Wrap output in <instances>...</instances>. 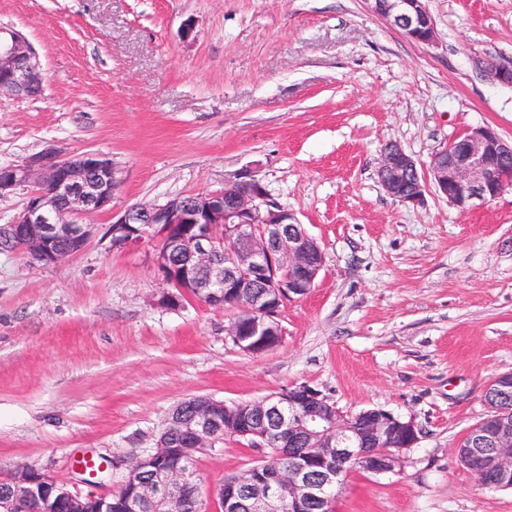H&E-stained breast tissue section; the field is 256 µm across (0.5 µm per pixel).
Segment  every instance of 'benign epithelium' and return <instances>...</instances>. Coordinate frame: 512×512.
<instances>
[{
    "label": "benign epithelium",
    "mask_w": 512,
    "mask_h": 512,
    "mask_svg": "<svg viewBox=\"0 0 512 512\" xmlns=\"http://www.w3.org/2000/svg\"><path fill=\"white\" fill-rule=\"evenodd\" d=\"M374 15L408 39L431 44L436 28L426 0H365ZM493 83L512 87V62L482 65ZM44 76L35 49L18 30L0 29V94L39 97ZM384 192L418 206L426 189L462 212L495 201L512 188V140L489 126L465 130L418 164L397 142L387 143L377 167ZM25 187L23 209L0 225V241L46 264H60L86 246L94 225L83 218L112 213L115 246L159 241L155 265L177 290L160 304L177 306L182 296L215 307L228 299L242 313L225 329L241 352L258 355L283 336L281 307L315 287L324 256L295 212L271 199L259 171L245 168L224 182V190L181 195L163 203L112 211V159L97 151L66 155L49 146L17 163L0 166V197ZM485 416L455 444L459 463L484 487L512 489V372L493 377L483 392ZM421 431L411 418L381 409L355 414L340 410L306 384L259 400L226 404L194 397L169 413L154 448L121 464L132 483L122 512H329L333 497L352 470L393 473L400 453L415 447ZM232 435L256 448H273L231 484L202 496L197 454ZM302 446V459L285 468L281 457ZM175 458L182 465L170 467ZM0 512H112V496L85 493L27 465L0 482Z\"/></svg>",
    "instance_id": "obj_1"
}]
</instances>
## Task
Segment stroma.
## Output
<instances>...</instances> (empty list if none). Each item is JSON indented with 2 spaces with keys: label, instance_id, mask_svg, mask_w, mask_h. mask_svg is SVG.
Segmentation results:
<instances>
[{
  "label": "stroma",
  "instance_id": "stroma-1",
  "mask_svg": "<svg viewBox=\"0 0 512 512\" xmlns=\"http://www.w3.org/2000/svg\"><path fill=\"white\" fill-rule=\"evenodd\" d=\"M421 44L364 0H0L24 30L42 97L0 95V166L48 145L112 160L113 210L222 190L257 166L324 253L311 292L252 356L235 308L168 292L156 242L113 246L109 215L65 263L0 253V473L74 483L72 459L142 453L195 396L227 403L307 384L344 412L379 408L421 430L399 472L350 473L335 512H512L452 448L512 371V190L463 213L402 205L375 170L385 143L419 162L464 130L512 138V88L479 64L512 61V0H428ZM225 437L198 454L203 486L254 465Z\"/></svg>",
  "mask_w": 512,
  "mask_h": 512
}]
</instances>
